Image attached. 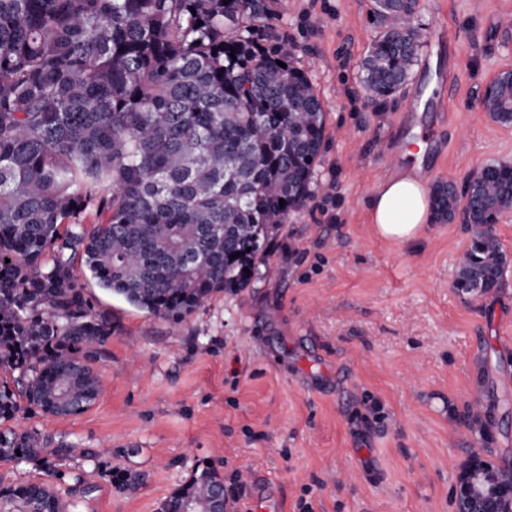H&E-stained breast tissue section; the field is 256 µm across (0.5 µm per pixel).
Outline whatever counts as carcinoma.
<instances>
[{
    "mask_svg": "<svg viewBox=\"0 0 512 512\" xmlns=\"http://www.w3.org/2000/svg\"><path fill=\"white\" fill-rule=\"evenodd\" d=\"M274 0H0V424L97 400L112 325L93 311L74 261L101 288L180 321L249 286L264 244L310 195L325 110L304 72L258 40ZM416 0H375L384 23L361 68L369 99L396 98L418 56ZM286 67H281L278 62ZM503 85L486 111L512 125ZM432 190L434 222L459 208L475 227L455 287L486 293L503 259L490 233L512 208V171ZM238 257H233V254ZM10 262H5V259ZM37 432L0 430V459L36 458ZM71 444L46 461L74 456ZM93 458L95 452L82 448ZM213 470L161 506L206 512ZM0 512H65L46 484L0 489Z\"/></svg>",
    "mask_w": 512,
    "mask_h": 512,
    "instance_id": "1",
    "label": "carcinoma"
}]
</instances>
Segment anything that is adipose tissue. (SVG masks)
Segmentation results:
<instances>
[{
	"mask_svg": "<svg viewBox=\"0 0 512 512\" xmlns=\"http://www.w3.org/2000/svg\"><path fill=\"white\" fill-rule=\"evenodd\" d=\"M370 221L386 240L416 241L429 220L426 183L416 170H405L381 182L369 200Z\"/></svg>",
	"mask_w": 512,
	"mask_h": 512,
	"instance_id": "adipose-tissue-1",
	"label": "adipose tissue"
}]
</instances>
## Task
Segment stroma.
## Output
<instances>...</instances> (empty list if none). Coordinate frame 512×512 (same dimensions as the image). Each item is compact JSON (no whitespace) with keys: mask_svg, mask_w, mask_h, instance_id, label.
Returning <instances> with one entry per match:
<instances>
[{"mask_svg":"<svg viewBox=\"0 0 512 512\" xmlns=\"http://www.w3.org/2000/svg\"><path fill=\"white\" fill-rule=\"evenodd\" d=\"M310 79L326 115L311 194L270 239L250 285L224 291L182 321L150 315L75 273L112 325L85 412L32 409L18 431L96 450L58 476L38 460H0V488L47 483L80 512H158L205 468L234 487V512H454L459 463L479 452L512 466V208L493 226L509 263L499 288L455 279L474 230L431 223L420 239L378 238L367 205L389 151L415 127H440L423 152L429 184L512 162V126L480 99L512 70V0H417L421 43L408 85L379 106L361 65L380 21L372 0H279L269 22ZM493 405L491 435L467 418ZM138 475L120 489L116 475Z\"/></svg>","mask_w":512,"mask_h":512,"instance_id":"35a3bbf8","label":"stroma"}]
</instances>
